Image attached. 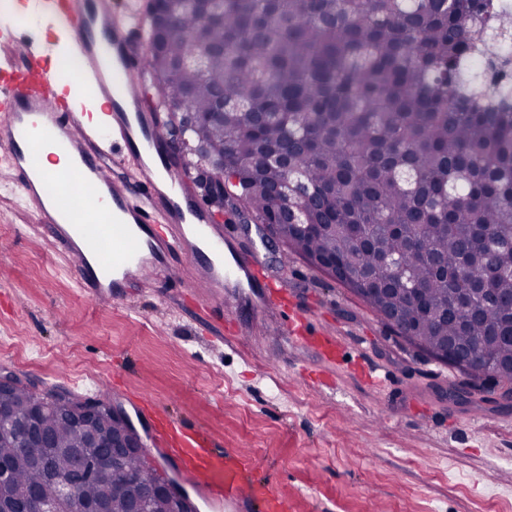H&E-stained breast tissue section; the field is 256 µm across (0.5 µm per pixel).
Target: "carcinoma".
Returning <instances> with one entry per match:
<instances>
[{
	"instance_id": "cac0c4a2",
	"label": "carcinoma",
	"mask_w": 512,
	"mask_h": 512,
	"mask_svg": "<svg viewBox=\"0 0 512 512\" xmlns=\"http://www.w3.org/2000/svg\"><path fill=\"white\" fill-rule=\"evenodd\" d=\"M176 34L154 29L147 72L159 92L189 113L185 150L224 155V202L274 219L275 187L302 178L312 193L305 224L326 228L290 249L333 256L356 278L392 282L363 296L377 314L398 312L414 344L440 353L472 348L468 372L489 368L512 384V12L499 0H224V20L204 25L191 0L173 5ZM208 46L224 47L200 75L182 66ZM232 108L209 116L214 92ZM277 148L284 166L263 156ZM413 272L415 288L393 278L385 258ZM41 394L0 398L26 419ZM50 454L0 442L9 465L0 499L34 489L58 493L55 476L80 479L74 453L86 433L63 409L40 417ZM133 454L112 485L86 483L71 512L104 499L127 512L140 492L125 481L166 480Z\"/></svg>"
}]
</instances>
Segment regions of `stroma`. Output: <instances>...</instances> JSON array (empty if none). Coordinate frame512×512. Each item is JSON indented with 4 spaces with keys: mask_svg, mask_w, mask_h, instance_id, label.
<instances>
[{
    "mask_svg": "<svg viewBox=\"0 0 512 512\" xmlns=\"http://www.w3.org/2000/svg\"><path fill=\"white\" fill-rule=\"evenodd\" d=\"M10 183L0 161V370L76 394L99 380L111 401L164 407L247 449L290 512H512V398L449 399L466 372L403 340L265 225L233 229L283 290L258 307L225 300L218 329L187 288L85 295ZM284 313L337 337L334 359L288 335Z\"/></svg>",
    "mask_w": 512,
    "mask_h": 512,
    "instance_id": "35a3bbf8",
    "label": "stroma"
}]
</instances>
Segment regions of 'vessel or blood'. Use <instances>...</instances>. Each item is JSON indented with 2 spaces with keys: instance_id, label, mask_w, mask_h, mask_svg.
Masks as SVG:
<instances>
[{
  "instance_id": "obj_1",
  "label": "vessel or blood",
  "mask_w": 512,
  "mask_h": 512,
  "mask_svg": "<svg viewBox=\"0 0 512 512\" xmlns=\"http://www.w3.org/2000/svg\"><path fill=\"white\" fill-rule=\"evenodd\" d=\"M26 2L37 20L72 34L83 95L71 98L47 70L55 43L35 49L0 28V43L9 47L0 60V153L13 191L50 230L80 287L98 300L175 279L201 289L216 317L226 289L259 301L277 292L259 253L240 250L202 201L192 167L169 145L162 113L143 106L135 78L143 57L132 53L126 28L115 25L112 0ZM61 157L63 170H52ZM137 413L153 424L161 461L208 504L288 512L287 500L252 474L239 450L220 447L156 404Z\"/></svg>"
}]
</instances>
